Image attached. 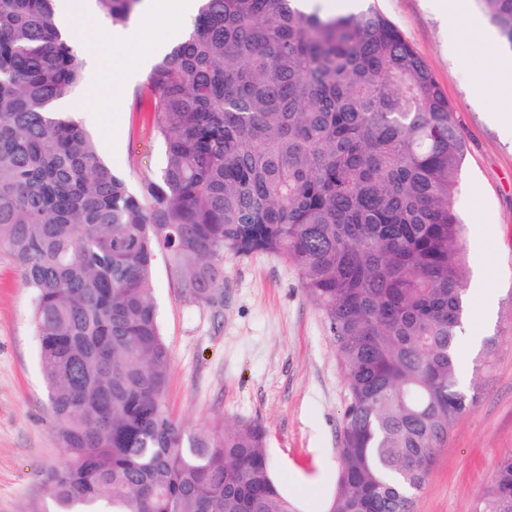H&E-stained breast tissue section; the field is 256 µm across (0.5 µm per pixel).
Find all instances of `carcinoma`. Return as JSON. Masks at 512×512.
<instances>
[{
	"mask_svg": "<svg viewBox=\"0 0 512 512\" xmlns=\"http://www.w3.org/2000/svg\"><path fill=\"white\" fill-rule=\"evenodd\" d=\"M142 0H97L112 24ZM193 29L129 94L165 146L132 191L82 125L51 109L81 81L56 0H0V250L32 290L63 465L49 512H298L266 431L166 411L157 254L208 305L224 258L296 269L345 376L336 492L324 512H413L462 383L465 138L440 83L373 7L199 0ZM512 50V0H478ZM475 512H512V453Z\"/></svg>",
	"mask_w": 512,
	"mask_h": 512,
	"instance_id": "1",
	"label": "carcinoma"
}]
</instances>
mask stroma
I'll use <instances>...</instances> for the list:
<instances>
[{
  "label": "stroma",
  "instance_id": "1",
  "mask_svg": "<svg viewBox=\"0 0 512 512\" xmlns=\"http://www.w3.org/2000/svg\"><path fill=\"white\" fill-rule=\"evenodd\" d=\"M402 31L433 72L466 136L459 209L465 243L467 338L459 360L478 376L476 401L452 426L413 512H473L497 461L512 453V140L500 114L501 69L486 63L468 26L447 19L438 0H369ZM110 23L74 28L82 50L100 60L97 82L77 89L83 127L101 158L137 189L158 177L164 145L129 92L143 84L116 68L128 48ZM165 256L153 271V297L171 355L167 410L190 426L213 418L256 421L267 432L272 472L301 512H323L336 490L344 375L322 315L298 272L270 254L228 258L224 288L211 306L182 293ZM497 339L484 354L486 337ZM63 452L53 431L31 323V292L20 267L0 253V512H44L46 471Z\"/></svg>",
  "mask_w": 512,
  "mask_h": 512
}]
</instances>
